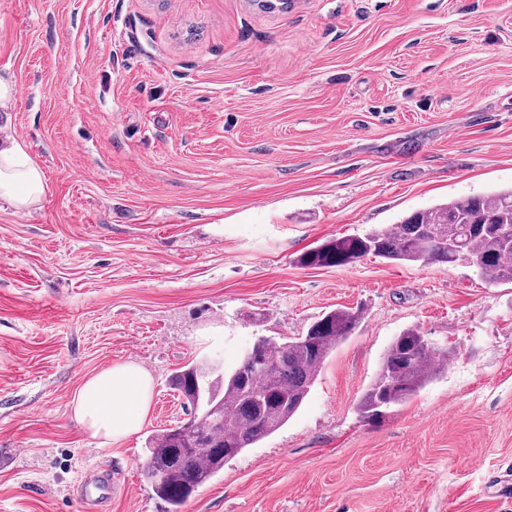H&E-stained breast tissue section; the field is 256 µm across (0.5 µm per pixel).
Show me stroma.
<instances>
[{
  "instance_id": "1",
  "label": "stroma",
  "mask_w": 512,
  "mask_h": 512,
  "mask_svg": "<svg viewBox=\"0 0 512 512\" xmlns=\"http://www.w3.org/2000/svg\"><path fill=\"white\" fill-rule=\"evenodd\" d=\"M10 131L41 201L0 210V512H167L145 441L184 417L178 368L361 310L300 411L183 512H512V283L471 264L304 267L326 240L512 187V0H0ZM415 328L445 375L363 418ZM154 381L140 431L99 445L84 380ZM112 474L107 471L88 473L76 489L83 512H110L112 506Z\"/></svg>"
}]
</instances>
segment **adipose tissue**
<instances>
[{"label": "adipose tissue", "mask_w": 512, "mask_h": 512, "mask_svg": "<svg viewBox=\"0 0 512 512\" xmlns=\"http://www.w3.org/2000/svg\"><path fill=\"white\" fill-rule=\"evenodd\" d=\"M46 190L41 168L12 134L0 132V206L23 214ZM153 380L137 364H115L87 378L72 399L76 423L100 444L136 434L150 409Z\"/></svg>", "instance_id": "adipose-tissue-1"}]
</instances>
